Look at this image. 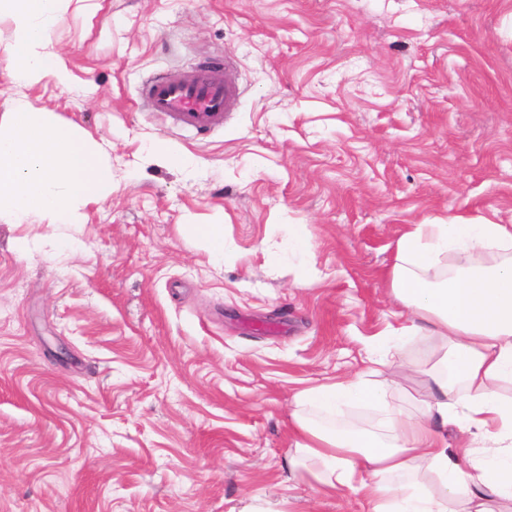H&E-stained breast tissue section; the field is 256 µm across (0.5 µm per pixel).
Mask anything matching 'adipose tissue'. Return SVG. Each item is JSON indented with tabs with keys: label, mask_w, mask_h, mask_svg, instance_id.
<instances>
[{
	"label": "adipose tissue",
	"mask_w": 512,
	"mask_h": 512,
	"mask_svg": "<svg viewBox=\"0 0 512 512\" xmlns=\"http://www.w3.org/2000/svg\"><path fill=\"white\" fill-rule=\"evenodd\" d=\"M63 12L64 0H0V16H9L14 27L5 53L16 79L36 84L51 77L67 84L63 59L49 49ZM111 192L110 168L74 129L22 106L0 123V218L23 224L38 213L49 223L69 224L80 207ZM478 252L491 254L492 262L470 263ZM448 253L459 259L451 274L427 278ZM388 280L410 310L389 335L433 336L444 346L429 374L422 417L388 412L393 441L386 444L295 415L293 466L316 461L310 479L329 489L364 492L370 512H512V396L501 392L512 383V223L460 216L415 225L397 242ZM380 396V389L358 376L305 389L296 400L328 409L341 400L373 402ZM451 426L482 441L469 466L448 450L445 432ZM418 461L429 463L435 491L384 484L385 476Z\"/></svg>",
	"instance_id": "adipose-tissue-1"
}]
</instances>
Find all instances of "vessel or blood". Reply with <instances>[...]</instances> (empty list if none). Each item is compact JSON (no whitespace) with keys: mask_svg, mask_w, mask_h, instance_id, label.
I'll return each instance as SVG.
<instances>
[{"mask_svg":"<svg viewBox=\"0 0 512 512\" xmlns=\"http://www.w3.org/2000/svg\"><path fill=\"white\" fill-rule=\"evenodd\" d=\"M144 98L148 111L206 128L223 123L227 113L236 111L240 90L224 58L212 57L187 70L154 77L144 89Z\"/></svg>","mask_w":512,"mask_h":512,"instance_id":"vessel-or-blood-1","label":"vessel or blood"}]
</instances>
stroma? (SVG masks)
Masks as SVG:
<instances>
[{
    "instance_id": "1",
    "label": "stroma",
    "mask_w": 512,
    "mask_h": 512,
    "mask_svg": "<svg viewBox=\"0 0 512 512\" xmlns=\"http://www.w3.org/2000/svg\"><path fill=\"white\" fill-rule=\"evenodd\" d=\"M50 48L67 85L0 55V119L76 126L112 193L0 221V512H368L298 479L292 414L323 415L295 397L366 372L407 314L411 225L512 223V0H69ZM208 55L242 91L223 125L141 110ZM188 224L223 225V263ZM440 351L400 344L397 387L326 416L418 414Z\"/></svg>"
}]
</instances>
